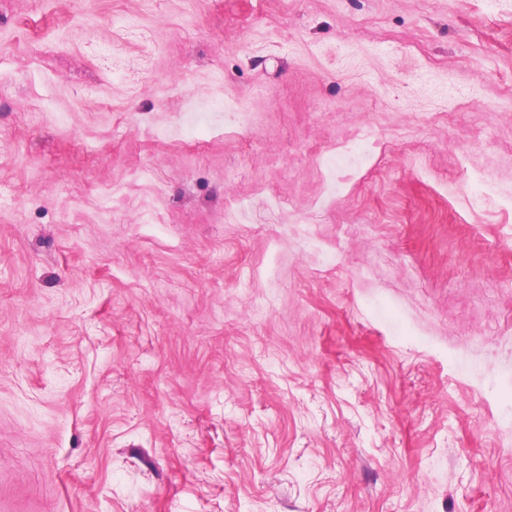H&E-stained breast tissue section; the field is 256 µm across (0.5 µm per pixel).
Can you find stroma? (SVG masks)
<instances>
[{
  "label": "stroma",
  "mask_w": 512,
  "mask_h": 512,
  "mask_svg": "<svg viewBox=\"0 0 512 512\" xmlns=\"http://www.w3.org/2000/svg\"><path fill=\"white\" fill-rule=\"evenodd\" d=\"M0 512H512V0H0Z\"/></svg>",
  "instance_id": "35a3bbf8"
}]
</instances>
